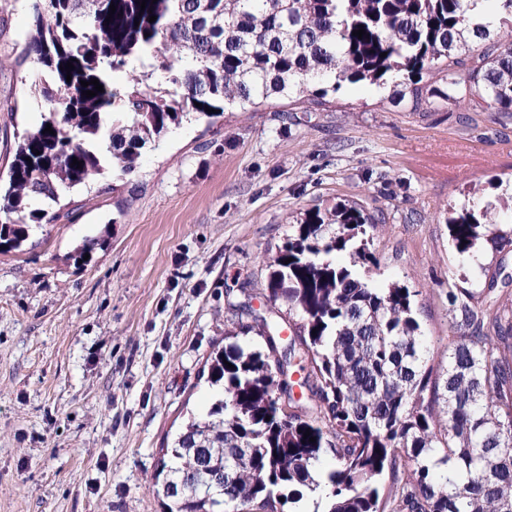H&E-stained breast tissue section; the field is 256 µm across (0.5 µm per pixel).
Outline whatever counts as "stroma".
Masks as SVG:
<instances>
[{
    "instance_id": "obj_1",
    "label": "stroma",
    "mask_w": 512,
    "mask_h": 512,
    "mask_svg": "<svg viewBox=\"0 0 512 512\" xmlns=\"http://www.w3.org/2000/svg\"><path fill=\"white\" fill-rule=\"evenodd\" d=\"M30 23L31 0H0V146L44 118L19 58ZM416 83L417 108L346 83L323 106L275 97L183 120L132 175L68 192L60 220L0 254V512H166L162 450L220 398L226 297L246 285L263 303L267 264L308 210L384 214L372 275L417 291L421 328L446 349L461 271L448 216L491 203L512 231V116L446 99L437 72Z\"/></svg>"
}]
</instances>
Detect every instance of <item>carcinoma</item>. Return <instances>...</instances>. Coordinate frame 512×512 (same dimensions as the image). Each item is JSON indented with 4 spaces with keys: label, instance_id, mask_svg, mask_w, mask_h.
I'll use <instances>...</instances> for the list:
<instances>
[{
    "label": "carcinoma",
    "instance_id": "cac0c4a2",
    "mask_svg": "<svg viewBox=\"0 0 512 512\" xmlns=\"http://www.w3.org/2000/svg\"><path fill=\"white\" fill-rule=\"evenodd\" d=\"M478 2L33 0L21 57L38 72L47 115L13 148L0 254L56 221L52 205L105 164L122 180L171 125L227 105L317 102L346 82L404 87L443 58L452 66L454 54L496 43L491 60L448 70L447 98L475 94L512 113V39L497 38L512 0H495L496 22L476 16ZM93 78L103 91L88 98ZM381 222L357 203L309 211L269 263L263 310L227 299L234 329L210 365L224 399L160 460L177 512H292L305 488L313 512H512V236L465 204L448 218L450 246L483 283L465 287L464 273L448 284L454 339L443 367L421 334L415 292L380 288L355 268L374 264L365 235ZM482 244L499 254L493 270L477 263ZM343 251L353 265L336 261ZM284 305L300 318L289 339Z\"/></svg>",
    "mask_w": 512,
    "mask_h": 512
}]
</instances>
